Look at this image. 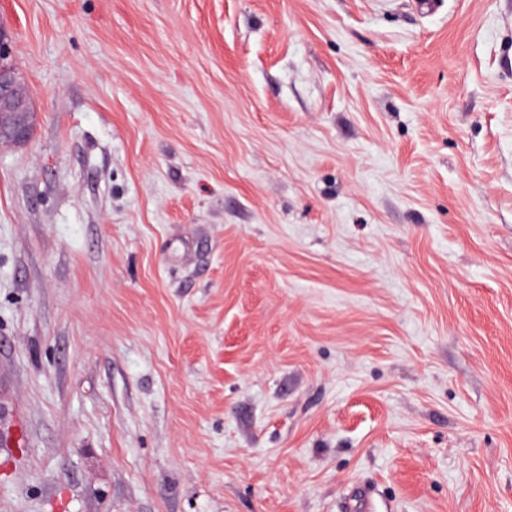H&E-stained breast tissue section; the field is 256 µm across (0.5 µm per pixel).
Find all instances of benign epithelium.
<instances>
[{
    "instance_id": "obj_1",
    "label": "benign epithelium",
    "mask_w": 512,
    "mask_h": 512,
    "mask_svg": "<svg viewBox=\"0 0 512 512\" xmlns=\"http://www.w3.org/2000/svg\"><path fill=\"white\" fill-rule=\"evenodd\" d=\"M13 38L0 28V146L28 141L34 104L23 91L21 73L11 62Z\"/></svg>"
}]
</instances>
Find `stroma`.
I'll return each mask as SVG.
<instances>
[{
	"label": "stroma",
	"instance_id": "obj_1",
	"mask_svg": "<svg viewBox=\"0 0 512 512\" xmlns=\"http://www.w3.org/2000/svg\"><path fill=\"white\" fill-rule=\"evenodd\" d=\"M0 0V512H512V0ZM13 38L0 28V146L28 141L33 102L23 91L21 73L11 62Z\"/></svg>",
	"mask_w": 512,
	"mask_h": 512
}]
</instances>
